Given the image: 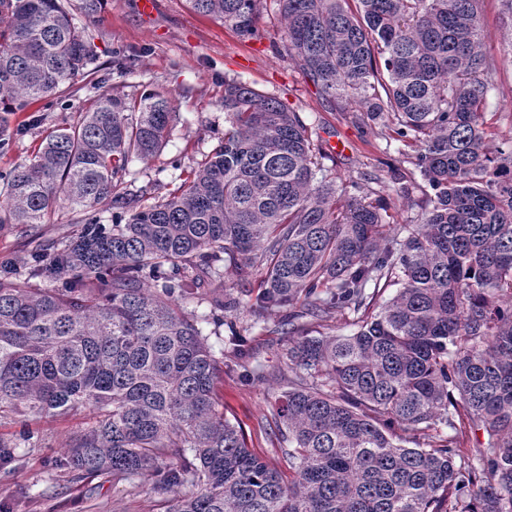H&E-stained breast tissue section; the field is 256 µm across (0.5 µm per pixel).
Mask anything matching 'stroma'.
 Returning <instances> with one entry per match:
<instances>
[{"label": "stroma", "instance_id": "stroma-1", "mask_svg": "<svg viewBox=\"0 0 512 512\" xmlns=\"http://www.w3.org/2000/svg\"><path fill=\"white\" fill-rule=\"evenodd\" d=\"M153 17H143L137 0H105L98 20L78 18L96 46L94 66L107 87L129 98L156 88L171 92L176 112L174 129L162 153L151 161L129 162L123 177L127 190L141 193L151 204L180 185L191 169L219 144L224 132V82L238 79L275 95L300 112L323 153L331 175L359 182L362 192L375 189L370 178L412 165L397 147L387 146L359 121L357 105L323 98L302 75L283 47V24L274 0H264L256 36L244 38L223 22L191 11L186 0H156ZM483 27L488 51L502 55L512 43L499 0H485ZM131 58L127 70L113 65L116 52ZM97 92L86 77L77 78L51 108L17 113L23 135L0 149V171L28 162L53 130L75 124L97 105ZM81 215L57 209L47 223L33 227L0 226V265H23L35 246L49 247L70 239ZM236 324L250 325V347L271 376L264 383L242 381L225 373L218 385L219 409L240 427L245 443L270 465L281 466L272 422L275 400L282 391L278 376L288 350L287 336L276 333L279 315L251 326L246 310L234 312ZM94 420L82 409L59 416L31 415L24 421L0 417V436L18 439L11 460L0 463V512H166L165 497L136 491L132 481L109 474L74 479L64 464L63 448Z\"/></svg>", "mask_w": 512, "mask_h": 512}]
</instances>
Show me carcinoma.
<instances>
[{"label": "carcinoma", "mask_w": 512, "mask_h": 512, "mask_svg": "<svg viewBox=\"0 0 512 512\" xmlns=\"http://www.w3.org/2000/svg\"><path fill=\"white\" fill-rule=\"evenodd\" d=\"M103 2L0 0V146L12 116L89 76L76 15L94 20ZM186 2L256 33L262 0ZM275 2L305 77L414 153L417 213L386 223L358 182L325 173L300 113L234 79L224 142L143 205L120 185L132 159L161 154L171 100L97 79L94 111L0 175V224H43L62 204L83 214L62 247L0 269V415L94 410L66 450L74 477L191 487L167 512H512V136L488 148L501 61L486 52L484 0ZM229 270L263 276L242 298L225 289ZM195 299L209 312L184 307ZM243 303L254 324L288 308L273 414L286 479L217 409L222 361L200 324ZM345 312L352 334H309ZM229 344L240 377L264 382L247 336ZM467 428L484 441L465 456Z\"/></svg>", "instance_id": "1"}]
</instances>
